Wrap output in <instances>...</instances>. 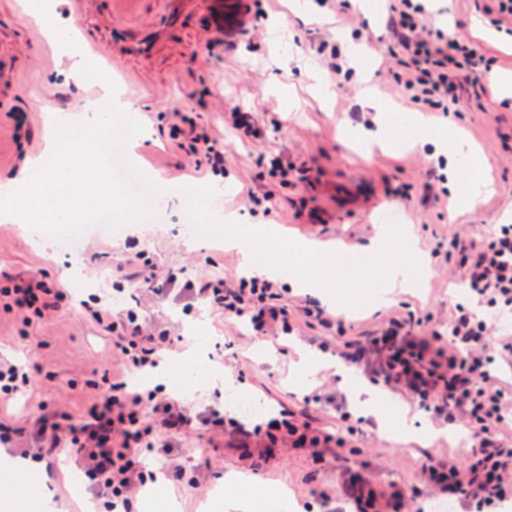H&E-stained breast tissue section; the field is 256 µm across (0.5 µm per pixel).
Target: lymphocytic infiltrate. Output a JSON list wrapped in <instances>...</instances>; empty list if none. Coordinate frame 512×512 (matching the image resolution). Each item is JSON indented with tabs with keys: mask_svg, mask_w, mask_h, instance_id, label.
<instances>
[{
	"mask_svg": "<svg viewBox=\"0 0 512 512\" xmlns=\"http://www.w3.org/2000/svg\"><path fill=\"white\" fill-rule=\"evenodd\" d=\"M391 22L401 48L396 83L408 101L433 112L462 110V71H477L484 57L468 41L428 28L425 9L418 0H392ZM173 139L197 167L214 174L224 171V151L206 125L178 112L172 123ZM452 251L471 298L489 313L474 314L457 307L450 322L451 338L440 344L426 335L419 318L394 317L376 334L349 341L340 354L349 365L362 369L390 390L399 392L448 424H462L471 448L464 465L427 459L422 471L435 495L474 506L475 512H503L512 500V442L502 429L512 424V388L490 379V367H512V336H504L492 313L512 311V224L496 225L482 239L454 237ZM188 288L205 299L228 321H243L256 333L292 334L295 318L283 302L284 288L265 277L238 276L233 282L197 280ZM63 288L30 277L22 284L0 289V306L22 314L24 322L56 311ZM88 317L112 335V348L125 369L149 371L159 366L170 347L167 331L141 320L135 310L113 313L108 296L87 306ZM94 401L80 421L70 414L51 412L37 422L31 445L23 456L42 460L64 451L77 455L86 476L108 489L113 506L134 512L136 496L146 482L142 458L155 447H167L168 436L189 428L193 418L179 400L161 390L143 393L122 378L102 377ZM153 415L144 418V402ZM208 430L222 438L265 447L284 446L322 457L335 451L342 462L343 494L351 512H409L411 502L400 487L377 491L363 475L346 467V442L294 412L280 409L276 418L247 426L214 411L205 418Z\"/></svg>",
	"mask_w": 512,
	"mask_h": 512,
	"instance_id": "f902f5d3",
	"label": "lymphocytic infiltrate"
}]
</instances>
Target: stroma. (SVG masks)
<instances>
[{"label": "stroma", "instance_id": "obj_1", "mask_svg": "<svg viewBox=\"0 0 512 512\" xmlns=\"http://www.w3.org/2000/svg\"><path fill=\"white\" fill-rule=\"evenodd\" d=\"M209 0H198L174 34L157 42L146 56L132 53L111 62L90 59L91 83L66 81L72 51H86L88 41L108 44L117 24L129 40L162 23L159 0H141L137 10L113 16L109 0H88L73 18L60 0L55 21L59 38L33 36V21L18 0H0V180L15 177L45 151L44 116L64 111L75 96H111L113 103L135 101L136 121L143 126L136 151L127 162L164 188L169 202L163 222L127 225L124 235L91 233L69 256L59 241L38 244L30 227L0 223V289L31 276L63 284L70 292L57 312L24 324L20 313L0 308V361L18 366L33 378L31 390L10 411L17 426L27 427L44 412L61 409L80 418L91 393L87 383L111 370L112 337L87 319L77 300L110 287L109 270L129 253H144L158 278L176 271L183 280L235 278L241 270L238 250L223 241L184 233L185 199L177 188L200 183L190 158L169 137L173 111L207 125L224 148V173L215 182L223 189L217 218L242 224H275L293 241L316 239L363 257L369 255L384 215L394 213L410 225L419 250L431 258L432 275L424 288L397 289L379 309L357 308L336 329L300 325L284 342L256 336L242 324H230L205 302L174 290H139L115 295V310L132 308L147 322L167 328L172 339L163 384L192 413L224 402L222 384L210 372L239 377L242 394L264 408L286 407L313 426L345 436L349 463L377 490L398 485L431 498L423 482L427 458L464 462L468 438L462 428H446L405 397L395 394L388 407L390 430H380L355 408L336 369L334 351L348 341L374 334L389 317L412 314L425 318L426 329L449 334L454 304L465 303L460 271L448 263L437 244L455 234L479 239L497 224H512V28L497 26L484 13L488 0H433L428 22L453 28L459 38L475 42L486 69L471 75L468 91L479 92L478 104L458 112L419 113L393 77L396 49L388 0H353L345 19L322 7L320 0H237L244 15L231 35L212 25ZM339 47L350 58L352 77L333 75L320 43ZM370 77L381 111L368 108L363 77ZM48 96L39 104L32 94ZM295 93L286 111L283 88ZM248 117L250 134L233 126V113ZM420 126H412L414 117ZM458 130L480 155L446 167L433 157L432 145L366 152L348 142L358 130L371 139ZM280 154L288 165L287 180L271 177L267 158ZM460 184L486 175L492 190L476 209L460 206L442 190L449 173ZM272 198L267 216H252L247 193ZM319 354L324 367L313 378L297 376L300 355ZM433 429L437 438L420 445L409 434ZM173 452L144 460L152 470L181 466V482L163 481V495L175 498L180 512H203L213 491L229 472L250 476L260 491L288 486L294 512H326L338 506L341 473L333 459L319 460L292 448L241 446L202 430L174 433ZM46 491L61 512H85L94 498L88 480L68 454L36 464Z\"/></svg>", "mask_w": 512, "mask_h": 512}]
</instances>
